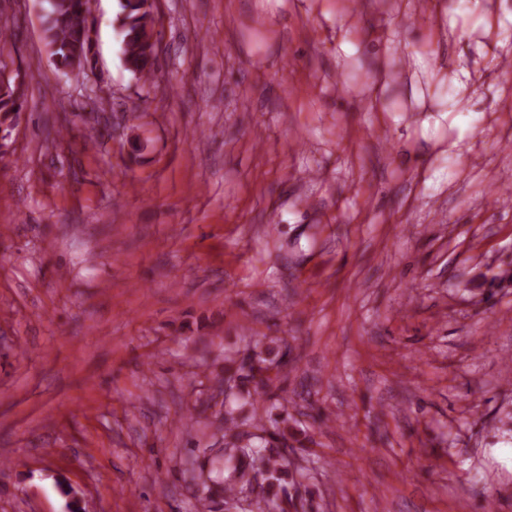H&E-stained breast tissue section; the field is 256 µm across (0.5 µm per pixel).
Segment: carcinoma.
<instances>
[{
	"instance_id": "carcinoma-1",
	"label": "carcinoma",
	"mask_w": 512,
	"mask_h": 512,
	"mask_svg": "<svg viewBox=\"0 0 512 512\" xmlns=\"http://www.w3.org/2000/svg\"><path fill=\"white\" fill-rule=\"evenodd\" d=\"M45 42L56 65L64 72L81 70L91 53L88 37L89 0H47ZM122 60L138 79L152 80L156 60L153 23L145 0H119ZM25 102L11 84H0V130L10 132L22 116ZM288 351L267 346L252 350L236 367L224 369L215 388L224 394V502L247 489L261 488L251 501L254 512H287L292 497L288 486L297 483L304 466L288 457V439L303 441L288 432V419L272 416L284 407L288 393L274 385L270 372L287 363Z\"/></svg>"
}]
</instances>
